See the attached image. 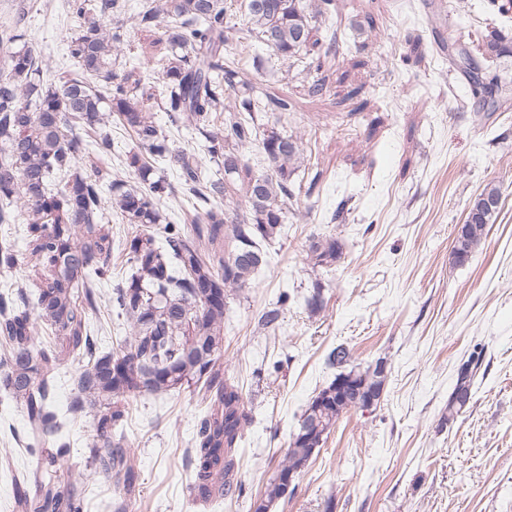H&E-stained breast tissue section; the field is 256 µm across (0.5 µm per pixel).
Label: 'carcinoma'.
I'll return each mask as SVG.
<instances>
[{
  "mask_svg": "<svg viewBox=\"0 0 512 512\" xmlns=\"http://www.w3.org/2000/svg\"><path fill=\"white\" fill-rule=\"evenodd\" d=\"M331 2L318 0L313 8L307 0H244L238 25L230 26L225 22L227 0H163L161 8L147 0L134 17L135 27L152 32L161 24L160 15L170 18L162 37L166 54L144 58L116 85L112 67L124 40L121 27L112 30L92 21L69 34L76 71L55 76L41 52L26 41L24 17L0 23V224L24 218L29 224L28 263L52 272L39 294L35 317L28 304L10 308L0 296V345L7 351L0 382L24 402L33 437H54L58 444L54 450L31 449L39 454V462L15 477L12 512H83L87 478L71 479L64 487L59 482L60 462L69 445L50 404L54 372L81 353L88 361L75 375L78 395L70 412L76 419L85 406L94 409L95 470L131 494L134 460L124 436L117 435L130 402L143 393H176L202 381L207 406L194 447L186 451L187 461L195 465L193 491L204 504L232 494L239 442L251 417L239 386L219 363L224 314L231 293L248 287L267 263L265 246L277 238L293 209L300 143L288 133V93L254 85L237 62L224 59V44L246 32L282 60H291L318 44L313 20ZM461 55L474 93L496 102L502 89L483 80L477 59L512 56V39L494 28L461 48ZM156 83L162 84L158 98L150 92ZM227 91L234 93L231 106L224 105ZM158 106L168 112L171 124L189 122L200 131L209 159L224 169V177L203 181L193 155L173 152L153 121ZM213 112L224 113V127L208 129ZM270 112L279 113L282 130L265 129ZM112 117L135 139L127 168L141 171L150 161L175 154L184 185L209 206L195 216L190 230L176 227L160 211L163 200L176 192L166 179L141 189L117 176L107 196L82 171L90 145L73 132L69 120L95 126ZM256 142L269 162L268 170L259 174L242 162L240 153ZM236 194L247 203L250 217L238 216L230 223L219 202ZM500 198V189L491 186L472 202L473 219L452 250L457 262L466 261L480 244ZM112 212L131 225L122 246L132 274L115 292L130 336L118 349L98 354L86 309L97 308V284L108 272ZM341 253L338 240L321 238L310 245L308 262L328 268ZM39 320L52 329L49 351L37 345ZM351 359L341 345L327 356V362L339 368L350 365ZM481 364L474 352L460 365L448 396V417L466 407L458 393L472 391ZM351 370L365 375L363 389L326 399L331 389L327 385L310 399L285 458L254 503L255 512H268L287 497L288 474H299L311 460L312 449L302 433L326 439L344 414L364 410L370 391L380 390L377 373L355 365Z\"/></svg>",
  "mask_w": 512,
  "mask_h": 512,
  "instance_id": "obj_1",
  "label": "carcinoma"
}]
</instances>
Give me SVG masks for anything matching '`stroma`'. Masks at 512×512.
<instances>
[{
  "instance_id": "35a3bbf8",
  "label": "stroma",
  "mask_w": 512,
  "mask_h": 512,
  "mask_svg": "<svg viewBox=\"0 0 512 512\" xmlns=\"http://www.w3.org/2000/svg\"><path fill=\"white\" fill-rule=\"evenodd\" d=\"M374 0L372 32H358L354 0H342L336 22L347 40L333 42L318 30L312 69L292 67L272 75L241 66L252 82H284L295 106L291 129L303 149L298 183L321 174L318 196L299 193L295 213L268 248L270 261L248 288L231 299L224 318L221 360L238 382L252 418L247 451L235 471L240 495L217 506L200 503L194 472L185 459L203 408L191 387L175 394L145 393L130 405L124 432L134 454L135 493L124 500L104 478L90 483L83 512H253L263 485L284 458L310 399L337 374L327 364L336 346L350 349L355 364L388 362V376L374 412L344 414L297 478L298 488L273 512H512V91L497 108L474 98L469 80L434 33L466 43L495 26L512 37V15L491 0H447V16H413L423 0ZM128 13L102 18L71 13L69 0H0V22L26 8L24 30L52 68H72L65 38L84 21L123 26L117 76L140 53ZM320 96L310 97L317 79ZM154 119L177 146L195 154L203 178L216 176L205 140L194 128ZM73 130L92 144L82 166L102 188L125 171L131 132L110 122ZM500 188V211L464 263L451 251L458 224L486 185ZM351 195L344 223L331 222L336 202ZM336 237L343 255L330 270L308 265L314 238ZM131 265L113 251L100 281V299L88 320L99 350L116 348L129 327L113 301ZM320 290L325 306L306 299ZM276 332L260 330L261 314L281 292ZM484 359L466 408L446 420L448 396L459 365L475 347ZM70 452L65 477L90 470L96 439L92 413L64 431ZM30 431L21 403L0 386V512H12L11 471L29 460Z\"/></svg>"
}]
</instances>
